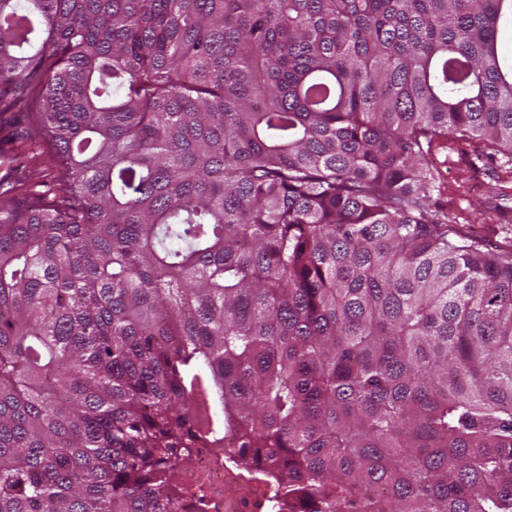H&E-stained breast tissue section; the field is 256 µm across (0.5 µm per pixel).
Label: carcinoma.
<instances>
[{
	"mask_svg": "<svg viewBox=\"0 0 512 512\" xmlns=\"http://www.w3.org/2000/svg\"><path fill=\"white\" fill-rule=\"evenodd\" d=\"M512 0H0L59 193L0 191V512H512V248L432 208L512 153ZM186 488H203V504L184 501L181 512H269L267 498L258 493L255 483L235 464L224 460V451L194 448L192 462L179 474Z\"/></svg>",
	"mask_w": 512,
	"mask_h": 512,
	"instance_id": "cac0c4a2",
	"label": "carcinoma"
}]
</instances>
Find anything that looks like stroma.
Segmentation results:
<instances>
[{"label": "stroma", "mask_w": 512, "mask_h": 512, "mask_svg": "<svg viewBox=\"0 0 512 512\" xmlns=\"http://www.w3.org/2000/svg\"><path fill=\"white\" fill-rule=\"evenodd\" d=\"M26 112L19 105L0 114V151L12 157L0 165V182L14 186L21 202L29 198L24 180L30 166L42 169L47 184L55 182L50 161L34 158L28 145L38 132ZM433 164L439 184L433 198L458 230L492 247L512 244V154L452 136L436 147Z\"/></svg>", "instance_id": "1"}]
</instances>
